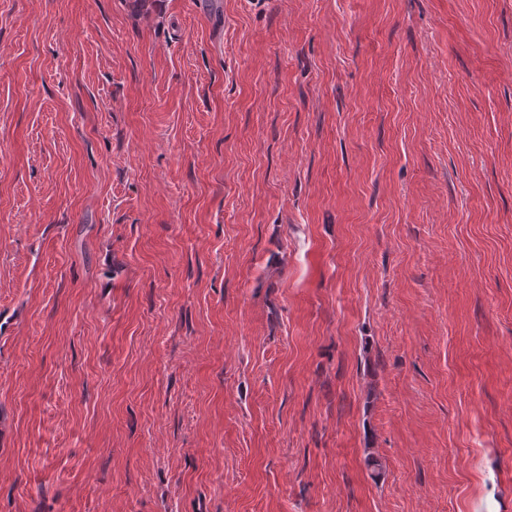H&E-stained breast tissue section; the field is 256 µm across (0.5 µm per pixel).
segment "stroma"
<instances>
[{"mask_svg":"<svg viewBox=\"0 0 512 512\" xmlns=\"http://www.w3.org/2000/svg\"><path fill=\"white\" fill-rule=\"evenodd\" d=\"M0 512H512V0H0Z\"/></svg>","mask_w":512,"mask_h":512,"instance_id":"1","label":"stroma"}]
</instances>
